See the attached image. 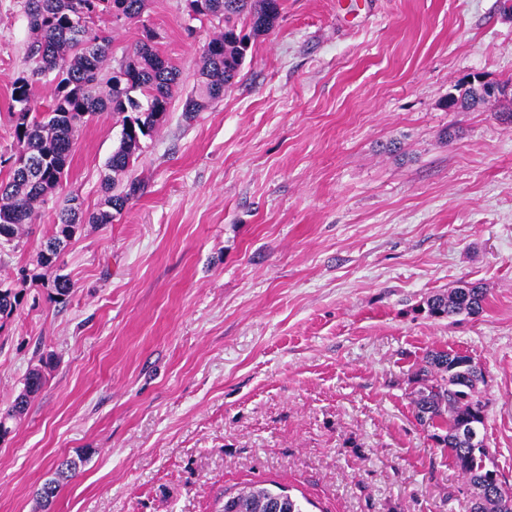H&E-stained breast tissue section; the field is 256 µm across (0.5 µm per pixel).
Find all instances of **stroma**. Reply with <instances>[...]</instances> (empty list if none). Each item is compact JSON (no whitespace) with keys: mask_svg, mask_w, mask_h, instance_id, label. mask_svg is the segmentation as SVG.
Returning <instances> with one entry per match:
<instances>
[{"mask_svg":"<svg viewBox=\"0 0 512 512\" xmlns=\"http://www.w3.org/2000/svg\"><path fill=\"white\" fill-rule=\"evenodd\" d=\"M24 0H0V156L16 144L11 83L27 70ZM234 84L183 115L211 23L186 0L100 25L113 58L141 35L182 92L142 143L146 192L81 225L59 264L66 302L31 279L57 200L0 285L22 303L0 328V409L30 365L46 383L0 440V512H44L56 464L84 466L45 512H224L256 484L307 512H467L470 489L431 427L413 374L429 351L484 369L485 438L512 485V15L502 0H280ZM479 75L503 95L468 112ZM121 118H88L67 188L104 199ZM401 151H385L386 143ZM468 283L482 315L434 318L426 299Z\"/></svg>","mask_w":512,"mask_h":512,"instance_id":"35a3bbf8","label":"stroma"}]
</instances>
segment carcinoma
I'll list each match as a JSON object with an SVG mask.
<instances>
[{"instance_id":"cac0c4a2","label":"carcinoma","mask_w":512,"mask_h":512,"mask_svg":"<svg viewBox=\"0 0 512 512\" xmlns=\"http://www.w3.org/2000/svg\"><path fill=\"white\" fill-rule=\"evenodd\" d=\"M123 7L125 20L138 21L144 0H25L31 33L28 58L31 67L12 82L13 138L17 151L0 164L9 165L8 179L0 181V236L21 239L34 223L38 205L63 190L75 134L82 119L102 112L123 115L119 145L108 159L112 175L104 182L105 199L99 210L86 213L69 192L57 214L53 234L35 258L32 278L52 290L57 301L66 300L73 284L59 273V258L80 224H110L145 185L135 179L119 180L139 157L142 140L166 119L169 105L180 90V72L157 50V42L139 39L115 66H108L112 36L96 26L108 16L112 4ZM205 16L216 32L199 56L195 84L184 102L191 121L224 97L244 64L251 38L269 33L280 16L279 0H203ZM54 80L53 95L44 110L35 107L44 76ZM459 111L491 98L471 88L458 93ZM487 289L466 284L436 293L425 301L429 315L450 317L484 312ZM21 304L20 293L0 286V320L9 319ZM48 361L39 360L25 375L13 403L0 411V438L12 431L11 423L25 413L46 381ZM420 388L414 401L419 422L437 430L436 442L447 448L455 466L467 480L472 495L469 512H512V489L499 478L488 446L474 448L459 438L457 430L470 422L484 425L487 400L483 368L459 352L434 351L416 373ZM83 458L57 464L55 478L44 486L51 498L39 497L46 507L59 493L60 481L73 476ZM224 512H303L297 500L284 492L247 487L224 497Z\"/></svg>"}]
</instances>
